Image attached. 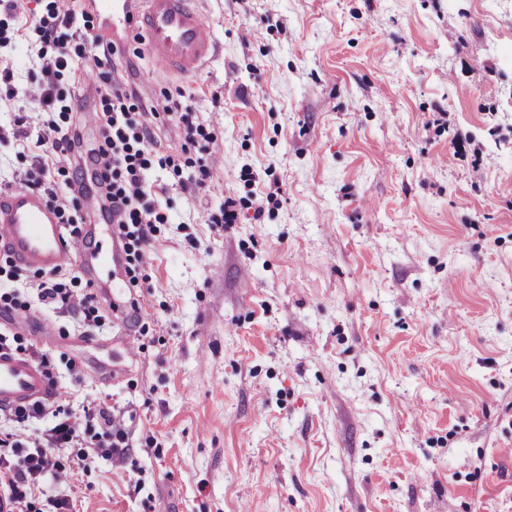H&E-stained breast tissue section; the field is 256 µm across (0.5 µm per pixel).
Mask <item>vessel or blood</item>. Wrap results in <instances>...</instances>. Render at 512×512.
<instances>
[{"mask_svg": "<svg viewBox=\"0 0 512 512\" xmlns=\"http://www.w3.org/2000/svg\"><path fill=\"white\" fill-rule=\"evenodd\" d=\"M106 18L98 41H112L131 25L143 32L148 57L160 71L190 77L200 71L215 52L212 28L188 0H88ZM0 247L23 267L42 272L63 269L68 262L64 226L56 210L33 191H0ZM78 254L91 278L120 262L118 247L91 249ZM43 368L22 355L0 351V408L34 405L51 394Z\"/></svg>", "mask_w": 512, "mask_h": 512, "instance_id": "vessel-or-blood-1", "label": "vessel or blood"}]
</instances>
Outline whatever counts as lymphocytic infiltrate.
I'll return each instance as SVG.
<instances>
[{
  "instance_id": "f902f5d3",
  "label": "lymphocytic infiltrate",
  "mask_w": 512,
  "mask_h": 512,
  "mask_svg": "<svg viewBox=\"0 0 512 512\" xmlns=\"http://www.w3.org/2000/svg\"><path fill=\"white\" fill-rule=\"evenodd\" d=\"M58 28H43L41 35L43 41L56 46L57 55L43 65L46 81L38 98L37 112L42 119L35 145L42 149L44 156L59 153L65 164L81 170L82 175L76 180L79 196H97L101 211L117 225L121 241L148 243L152 225L161 222L162 216L157 200L148 199L143 188L144 149L151 143V132L139 118L143 106L117 79L114 49L90 54L88 61L99 73L95 92L111 100L112 105L101 115V140L97 148L86 157L76 154L74 137L63 133L48 118L54 104L52 79L68 68L72 60L68 42ZM44 156L37 161L40 179L29 182L28 187L57 207L62 223L70 226L72 235H80L79 204L77 200H61L54 188L45 185L42 176L48 172L49 165ZM79 439L78 423L66 418L34 440L9 436L0 442L13 452L9 458L0 455V493L7 496L13 512H30L29 499L39 479L46 474L55 477L60 474L56 450Z\"/></svg>"
}]
</instances>
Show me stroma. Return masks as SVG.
<instances>
[{"label": "stroma", "mask_w": 512, "mask_h": 512, "mask_svg": "<svg viewBox=\"0 0 512 512\" xmlns=\"http://www.w3.org/2000/svg\"><path fill=\"white\" fill-rule=\"evenodd\" d=\"M195 4L217 42L198 74H153L135 30L115 56L147 106L183 95L198 133L145 115L165 221L97 289L100 325L39 305L21 266L0 304L61 392L34 424L0 415V437L58 409L81 423L35 512H512V0ZM65 8L0 10V190L37 176L15 132ZM104 23L78 17L55 79L84 151L99 126L76 125L74 83ZM102 403L126 448L78 465Z\"/></svg>", "instance_id": "obj_1"}]
</instances>
